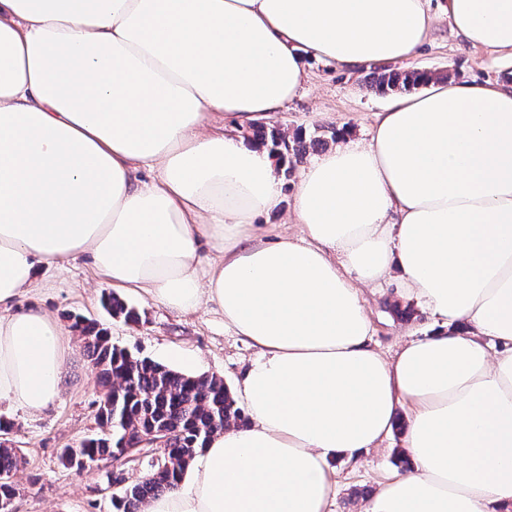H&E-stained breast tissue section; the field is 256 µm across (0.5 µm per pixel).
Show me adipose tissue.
I'll return each mask as SVG.
<instances>
[{"instance_id":"ef3b65f1","label":"adipose tissue","mask_w":512,"mask_h":512,"mask_svg":"<svg viewBox=\"0 0 512 512\" xmlns=\"http://www.w3.org/2000/svg\"><path fill=\"white\" fill-rule=\"evenodd\" d=\"M457 34L512 57V0H444ZM427 0H0V403L61 392L69 330L20 301L84 258L114 292L212 305L255 350L249 415L144 512H329L332 460L398 410L409 466L363 512H512V84L391 100L368 144L301 173L292 216L235 127L287 108L307 59L352 69L426 43ZM440 325L390 356L364 288Z\"/></svg>"}]
</instances>
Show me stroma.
I'll return each mask as SVG.
<instances>
[{
    "label": "stroma",
    "mask_w": 512,
    "mask_h": 512,
    "mask_svg": "<svg viewBox=\"0 0 512 512\" xmlns=\"http://www.w3.org/2000/svg\"><path fill=\"white\" fill-rule=\"evenodd\" d=\"M441 3L429 0L435 24L427 43L403 61V68L432 71L459 84L512 80V59L466 45L441 14ZM307 70L309 78L293 102L270 118L285 133L300 130L308 137L305 152L297 157L291 172L280 177L287 210L293 205L302 170L340 143L368 141L377 112L389 100L367 82L372 65L346 70L311 59ZM42 281V288L26 296L24 305L38 306L61 323L70 313L96 320L108 330L113 344L136 356L187 373L192 370L191 360L199 359L203 372L222 378L230 388L254 356L253 349L225 328L223 317L208 306L185 316L131 295L127 301L138 309L140 324L112 317L102 305V296L111 287L85 260L63 270H44ZM397 286L393 278L364 294L373 340L387 355L405 339L428 335L437 328L431 314L415 299L397 297ZM399 307L409 308L411 319H400L395 313ZM99 395L97 373L78 347L67 360L60 396L48 409L32 414L0 404V418L12 424L8 437L26 458L24 468L13 477L18 488L14 512H111V468L76 471L60 460L63 449L97 434L95 402ZM405 453L403 436L395 431L380 450L352 459L337 458L333 463L336 495L330 512H359L367 491L397 472V459Z\"/></svg>",
    "instance_id": "stroma-1"
}]
</instances>
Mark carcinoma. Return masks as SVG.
Listing matches in <instances>:
<instances>
[{"instance_id":"carcinoma-1","label":"carcinoma","mask_w":512,"mask_h":512,"mask_svg":"<svg viewBox=\"0 0 512 512\" xmlns=\"http://www.w3.org/2000/svg\"><path fill=\"white\" fill-rule=\"evenodd\" d=\"M434 75L425 71H397L380 68L371 75L372 86L379 92L409 91L426 85ZM255 140L271 144L280 156H297L305 150L301 137L286 138L276 125H252ZM104 307L114 317L128 323L141 320L139 311L120 297L109 294ZM71 328L79 334L83 351L98 371L102 383L100 401L112 405L97 414L103 433L85 439L62 454L64 465L68 454L120 459L135 455L151 446L149 435L165 439L166 450L160 460L150 466L142 479L121 489L112 497L115 512H141L145 503L174 489L185 469L194 460L210 436L224 426L241 420V411L224 381L208 374H188L147 358H136L112 344L107 330L94 320L68 315ZM118 424H112V412ZM26 464L20 449L3 438L0 440V504L17 494L12 481Z\"/></svg>"}]
</instances>
